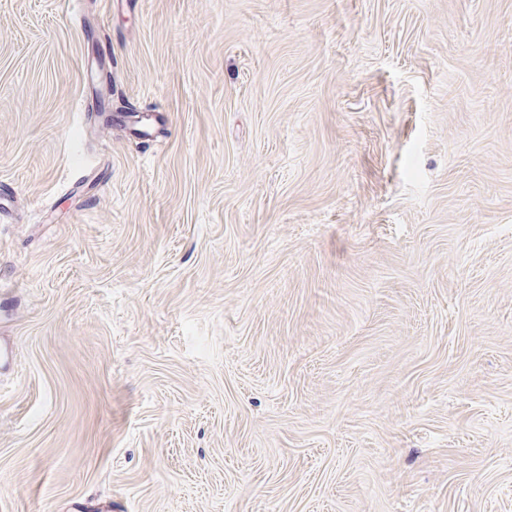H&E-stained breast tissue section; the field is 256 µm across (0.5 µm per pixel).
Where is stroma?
<instances>
[{"instance_id": "stroma-1", "label": "stroma", "mask_w": 512, "mask_h": 512, "mask_svg": "<svg viewBox=\"0 0 512 512\" xmlns=\"http://www.w3.org/2000/svg\"><path fill=\"white\" fill-rule=\"evenodd\" d=\"M0 192V512H512V0H0Z\"/></svg>"}]
</instances>
